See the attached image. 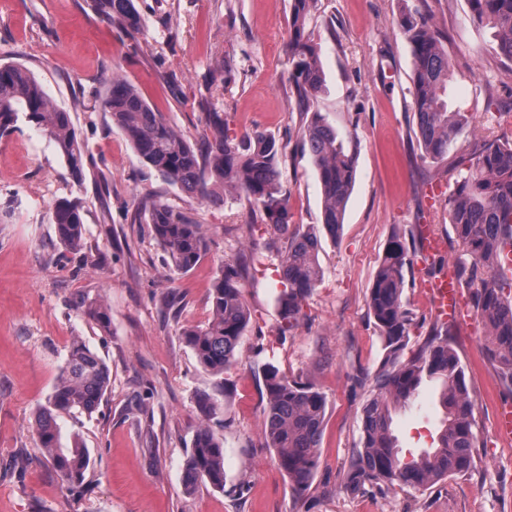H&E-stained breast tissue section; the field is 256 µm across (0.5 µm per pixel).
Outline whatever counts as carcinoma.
<instances>
[{
    "label": "carcinoma",
    "mask_w": 512,
    "mask_h": 512,
    "mask_svg": "<svg viewBox=\"0 0 512 512\" xmlns=\"http://www.w3.org/2000/svg\"><path fill=\"white\" fill-rule=\"evenodd\" d=\"M398 18L410 44V76L423 154L444 158L457 138L471 126L472 117L448 111L451 61L430 18L402 0ZM473 22L493 30L497 55L512 62V0H468ZM317 0H291L286 54L291 92L300 115L302 141L317 172L323 198L322 231L336 238L355 179V153L331 128L318 108L323 90V68L318 44L307 28ZM102 20L121 26L126 36L140 32L134 0H91ZM102 110L119 128L143 162L170 184L192 197L211 196L210 188L227 186L241 191L260 206L262 222L286 239L280 264L284 289L277 299L279 336L285 339L298 321L302 303L321 280L320 238L313 228H290L287 197L281 193L280 158L283 146L261 130L231 138L220 112L209 113L212 136L203 145L189 142L154 111L128 82L114 78L101 98ZM40 130L64 159L75 183L85 179L86 151L77 138L71 114L56 107L43 85L26 67L0 65V138L18 130L19 123ZM455 191L448 198V214L456 240L468 260L456 265L459 283L469 292L472 307L486 333L484 350L501 383L512 386V270L505 268L506 248L512 249V138H484L468 156L454 165ZM57 238L69 250H85L82 205L76 199L59 200L51 214ZM134 220L148 224L169 254L172 269L187 273L206 252L202 225L175 210L157 195L136 203ZM405 236L392 235L380 260L367 303L384 343L385 354L374 374L362 372L360 385H369L362 408V432L344 470V486L356 494L366 486L423 491L453 475H465L476 466L474 404L465 368L448 335V326L435 322L423 344L403 357L412 319L403 294L405 270L410 266ZM242 266L224 264L210 291L212 319L203 326L187 325L179 336L192 350L201 368L217 378L216 391L225 393L224 371L236 359L239 340L251 313L243 298ZM266 401L263 405V447L274 452L288 476L293 494L309 488L319 458L326 418L324 395L311 383L291 378L272 362L263 368ZM432 379L440 387L442 427L436 446L407 459L392 433V412L409 401ZM110 386L104 360L80 338L70 344L57 383L35 417V431L45 458L72 492L84 485L88 450L78 439L62 442L60 417L96 411ZM197 408L202 417L194 431L184 464L185 485L210 484L224 489V442L206 424L216 414L217 399L203 393Z\"/></svg>",
    "instance_id": "carcinoma-1"
}]
</instances>
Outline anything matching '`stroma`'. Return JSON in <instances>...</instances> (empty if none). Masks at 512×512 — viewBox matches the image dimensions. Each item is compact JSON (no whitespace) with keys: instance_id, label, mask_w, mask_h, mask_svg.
<instances>
[{"instance_id":"1","label":"stroma","mask_w":512,"mask_h":512,"mask_svg":"<svg viewBox=\"0 0 512 512\" xmlns=\"http://www.w3.org/2000/svg\"><path fill=\"white\" fill-rule=\"evenodd\" d=\"M134 4L141 31L131 40L100 20L89 0H0V64L34 72L52 103L70 112L88 157L78 185L35 127L21 124L0 141V512H512V438L497 429L512 394L469 324L448 331L475 402V469L423 492L374 487L354 495L343 486L367 396L356 376L374 371L384 354L367 297L386 243L425 224L448 243L441 255L415 253L406 275L413 350L435 321L425 282L462 256L449 224V168L478 140L512 133V63L494 52L492 30L471 21L468 0H420L453 64L448 105L473 117L471 132L433 161L415 135L411 51L398 0H318L309 29L326 80L319 107L350 138L356 180L340 236L321 239L322 278L282 341L275 299L285 240L261 224L240 191L218 187L213 200L201 201L163 181L101 111L100 97L112 78L123 79L193 143L209 134L211 112L222 113L230 134L257 128L273 135L285 147L280 183L292 224L321 226L319 182L302 152L288 84L291 0ZM147 194L201 224L207 251L191 272L174 273L149 225L135 223L136 203ZM63 197L82 203L84 254L57 239L50 209ZM245 253L253 256L243 271L251 319L224 374L225 409L210 422L224 441L227 487L189 489L183 469L200 421L197 398L213 392L214 379L179 329L209 322L214 280ZM81 300L107 306L109 326L85 315ZM77 336L111 375L97 411L59 420L63 442L79 435L89 452L79 494L44 458L31 426ZM269 361L327 400L320 459L299 498L262 446L261 371ZM441 419L436 385L425 383L394 417L400 447H431ZM242 479L248 489L235 493Z\"/></svg>"}]
</instances>
